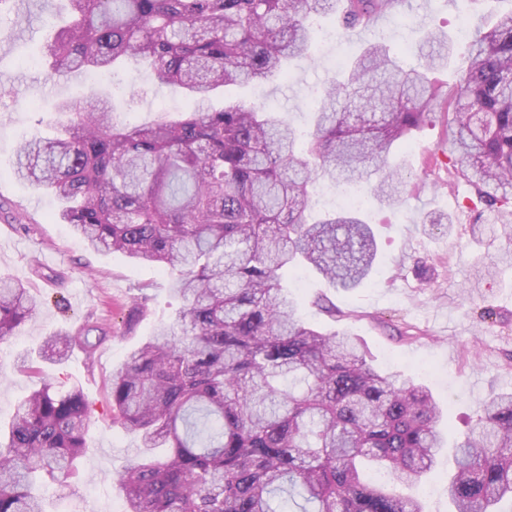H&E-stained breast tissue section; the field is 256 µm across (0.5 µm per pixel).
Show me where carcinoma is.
<instances>
[{
	"label": "carcinoma",
	"instance_id": "1",
	"mask_svg": "<svg viewBox=\"0 0 512 512\" xmlns=\"http://www.w3.org/2000/svg\"><path fill=\"white\" fill-rule=\"evenodd\" d=\"M70 20L47 48L52 74L105 75L124 61L182 89L192 108L149 126L117 121L97 95L66 99L52 139H25L18 176L60 203L86 246L159 264L184 308L112 373L113 420L140 455L117 478L125 512H422L396 489L420 484L451 447L452 512L512 503V392L479 406L475 427L448 442L430 388L378 371L346 331L306 323L282 285L300 267L350 290L375 272L373 230L343 207L310 222L320 181L368 185L401 200L393 151L442 101L448 165L512 236V14L477 31L448 89V37L428 33L421 63L368 44L320 95L304 133L254 104L205 107L211 92L288 77L305 56L310 19L366 27L404 0H67ZM40 301L0 277V340ZM86 336H50L61 363ZM90 409L80 385L44 382L0 440V512H44L36 481L61 486L85 451Z\"/></svg>",
	"mask_w": 512,
	"mask_h": 512
}]
</instances>
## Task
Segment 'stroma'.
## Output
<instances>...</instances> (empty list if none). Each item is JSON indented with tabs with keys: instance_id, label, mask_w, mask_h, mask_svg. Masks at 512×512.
Segmentation results:
<instances>
[{
	"instance_id": "obj_1",
	"label": "stroma",
	"mask_w": 512,
	"mask_h": 512,
	"mask_svg": "<svg viewBox=\"0 0 512 512\" xmlns=\"http://www.w3.org/2000/svg\"><path fill=\"white\" fill-rule=\"evenodd\" d=\"M64 7L63 0H40L33 7L12 0L0 13V275L23 282L42 301L33 319L0 342V424L42 382L79 384L91 411L80 476L65 487L45 482L39 493L46 512H121L117 475L135 457L138 441L112 420L109 379L158 323L178 317L183 303L170 293L164 268L88 249L59 221L58 202L18 177L17 149L26 137H55L57 104L79 93L106 97L116 119L132 125L178 117L186 98L157 84L135 62L106 76L49 79L46 46ZM508 13L512 0H405L401 15L350 33L335 16L317 18L311 51L291 64L288 79L218 90L209 106L221 109L229 99L263 103L309 130L319 95L341 73L342 62L382 36L403 63H415L420 40L434 29L454 44L447 69L437 75L454 85L466 67L468 43L460 26L484 30ZM447 161L448 125L439 109L409 147L396 149L389 160L406 181L399 204L368 200L365 217L380 252L370 283L345 292L308 269L287 281L309 321L356 335L375 366L427 384L445 410L453 439L474 425L491 392L512 390V242L489 229L473 236L482 207L473 189L449 174ZM442 213L452 215V224L439 223ZM318 295L335 305L336 321L313 306ZM138 296L146 297L147 309L130 329L126 316ZM482 309L491 315L481 322L475 313ZM82 329L106 334L94 357L77 345L64 363L40 361L32 372L15 368L22 355L37 353L46 336Z\"/></svg>"
}]
</instances>
